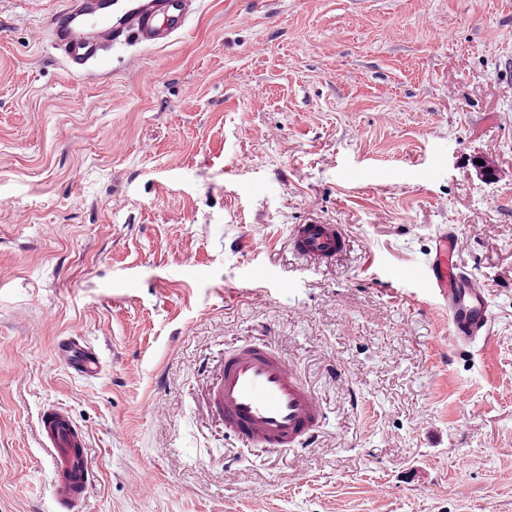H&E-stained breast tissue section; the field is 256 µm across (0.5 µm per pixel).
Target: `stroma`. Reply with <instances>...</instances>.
Wrapping results in <instances>:
<instances>
[{"label": "stroma", "mask_w": 512, "mask_h": 512, "mask_svg": "<svg viewBox=\"0 0 512 512\" xmlns=\"http://www.w3.org/2000/svg\"><path fill=\"white\" fill-rule=\"evenodd\" d=\"M62 2L0 0V512H52L47 405L87 431L85 512H512V0H197L84 73L49 48ZM312 217L332 263L288 246ZM444 224L487 342L446 346L410 277ZM259 339L326 408L310 446L208 406ZM289 244L295 255L321 264L335 260L346 249V237L337 224H296ZM57 350L59 357L80 376H91L101 367L97 352L79 336H67L62 339L58 343Z\"/></svg>", "instance_id": "1"}]
</instances>
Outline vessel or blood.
Instances as JSON below:
<instances>
[{
    "label": "vessel or blood",
    "mask_w": 512,
    "mask_h": 512,
    "mask_svg": "<svg viewBox=\"0 0 512 512\" xmlns=\"http://www.w3.org/2000/svg\"><path fill=\"white\" fill-rule=\"evenodd\" d=\"M195 0H66L50 18L53 49L72 68L81 69L123 39L148 45L167 43L181 33ZM292 252L314 264L336 259L346 237L335 224H297ZM466 238L448 227L435 237L433 253L421 273L450 322L448 342L470 346L487 341L491 314L483 284L457 257ZM58 355L76 374L100 367L97 352L80 337L62 339ZM210 403L224 419L225 431L250 448H298L310 444L325 418V408L304 375L267 343H247L224 357V369L210 391ZM44 445L51 452V498L56 512H83L95 474L89 465L86 435L64 408L51 405L40 416Z\"/></svg>",
    "instance_id": "vessel-or-blood-1"
}]
</instances>
